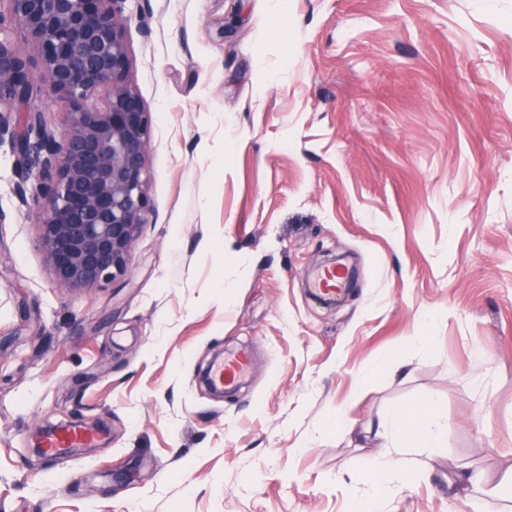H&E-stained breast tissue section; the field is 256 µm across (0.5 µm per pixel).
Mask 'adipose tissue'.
Returning a JSON list of instances; mask_svg holds the SVG:
<instances>
[{
    "mask_svg": "<svg viewBox=\"0 0 512 512\" xmlns=\"http://www.w3.org/2000/svg\"><path fill=\"white\" fill-rule=\"evenodd\" d=\"M407 421L400 413H392L376 432L383 448L382 453L371 460L364 495L368 503L392 499L407 473L404 459L396 457L394 446L407 436Z\"/></svg>",
    "mask_w": 512,
    "mask_h": 512,
    "instance_id": "obj_1",
    "label": "adipose tissue"
}]
</instances>
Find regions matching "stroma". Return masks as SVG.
Listing matches in <instances>:
<instances>
[{
  "label": "stroma",
  "instance_id": "1",
  "mask_svg": "<svg viewBox=\"0 0 512 512\" xmlns=\"http://www.w3.org/2000/svg\"><path fill=\"white\" fill-rule=\"evenodd\" d=\"M153 114L128 273L56 288L0 146V512H354L391 411L448 420L392 512H512V0H124ZM342 254L358 288L323 306ZM428 348H421L420 339ZM247 381L201 382L225 351ZM393 369L381 371L383 358ZM343 412L366 433L325 428ZM103 423L31 456L36 426ZM311 288L321 298L335 297L348 289L344 274L335 268L318 272L311 281ZM100 438V433L92 430L51 429L47 432L42 454L49 460L59 461L70 456L73 448H89ZM481 480V476L477 472H469L466 469L458 471L453 480H450L449 487L452 489L456 488L451 495V506L450 510L452 512H479L485 511L483 510V505L470 497V495L466 492L469 486H473L479 483Z\"/></svg>",
  "mask_w": 512,
  "mask_h": 512
}]
</instances>
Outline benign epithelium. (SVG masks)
I'll return each mask as SVG.
<instances>
[{
    "label": "benign epithelium",
    "mask_w": 512,
    "mask_h": 512,
    "mask_svg": "<svg viewBox=\"0 0 512 512\" xmlns=\"http://www.w3.org/2000/svg\"><path fill=\"white\" fill-rule=\"evenodd\" d=\"M0 9V144L10 143L14 191L39 209L37 243L56 285L105 288L124 277L152 223L148 147L153 125L129 78L124 0H5ZM37 51V65L16 41ZM45 86L63 114L48 127L34 105ZM27 113L26 131L11 124Z\"/></svg>",
    "instance_id": "1"
}]
</instances>
